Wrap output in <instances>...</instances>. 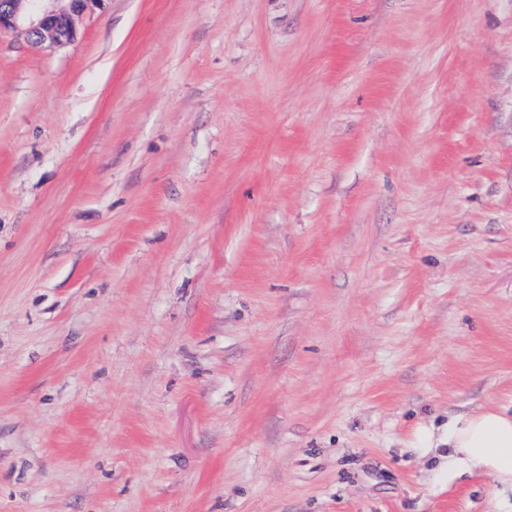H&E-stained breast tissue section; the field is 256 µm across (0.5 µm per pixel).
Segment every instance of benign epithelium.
Here are the masks:
<instances>
[{"mask_svg":"<svg viewBox=\"0 0 512 512\" xmlns=\"http://www.w3.org/2000/svg\"><path fill=\"white\" fill-rule=\"evenodd\" d=\"M100 0H0V31L19 32L32 47L59 46L77 37L76 20Z\"/></svg>","mask_w":512,"mask_h":512,"instance_id":"7a95c632","label":"benign epithelium"}]
</instances>
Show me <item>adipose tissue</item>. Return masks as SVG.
Instances as JSON below:
<instances>
[{
  "instance_id": "1",
  "label": "adipose tissue",
  "mask_w": 512,
  "mask_h": 512,
  "mask_svg": "<svg viewBox=\"0 0 512 512\" xmlns=\"http://www.w3.org/2000/svg\"><path fill=\"white\" fill-rule=\"evenodd\" d=\"M446 443L449 478L487 474L512 487V409L491 405L451 418Z\"/></svg>"
}]
</instances>
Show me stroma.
Listing matches in <instances>:
<instances>
[{"mask_svg":"<svg viewBox=\"0 0 512 512\" xmlns=\"http://www.w3.org/2000/svg\"><path fill=\"white\" fill-rule=\"evenodd\" d=\"M0 33V512H512V0H99ZM59 2H67L59 7ZM99 0H0V32L18 31L32 47L59 46L77 37L76 20ZM448 481L458 475L487 474L512 490V404L487 406L448 421Z\"/></svg>","mask_w":512,"mask_h":512,"instance_id":"stroma-1","label":"stroma"}]
</instances>
